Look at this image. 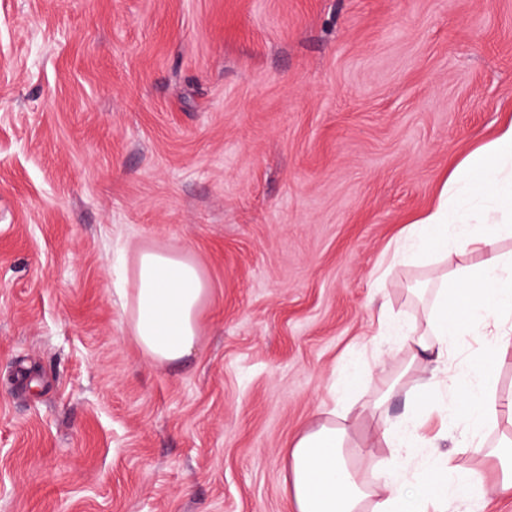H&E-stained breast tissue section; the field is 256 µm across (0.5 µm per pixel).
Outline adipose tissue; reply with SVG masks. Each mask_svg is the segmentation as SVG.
Masks as SVG:
<instances>
[{"label":"adipose tissue","mask_w":512,"mask_h":512,"mask_svg":"<svg viewBox=\"0 0 512 512\" xmlns=\"http://www.w3.org/2000/svg\"><path fill=\"white\" fill-rule=\"evenodd\" d=\"M512 237V123L487 144L463 158L444 181L432 209L411 222L396 239L394 260L409 249L466 255L482 252L474 269L449 273L435 289L426 326L408 348L406 373L423 374L447 364L462 337L484 336L487 347L476 379L456 382L462 415L448 419L469 446L480 448L500 409L512 414V398L499 404L490 391L499 357L512 350V256L495 248ZM208 294L197 266L180 256L144 251L138 256L130 330L142 351L158 362L190 355L197 336L199 310ZM430 403L411 400L399 422L384 421L374 436L396 449L398 462L383 482L368 480L354 466L351 432L365 407L349 410L342 423L322 418L286 446L285 490L295 512H458V504L481 486L456 473L450 461L423 470L410 468L418 449L429 441L418 426L443 404L442 389L430 388Z\"/></svg>","instance_id":"obj_1"}]
</instances>
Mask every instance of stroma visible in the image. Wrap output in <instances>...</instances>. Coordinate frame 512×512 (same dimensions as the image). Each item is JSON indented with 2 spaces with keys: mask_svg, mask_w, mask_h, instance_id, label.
<instances>
[{
  "mask_svg": "<svg viewBox=\"0 0 512 512\" xmlns=\"http://www.w3.org/2000/svg\"><path fill=\"white\" fill-rule=\"evenodd\" d=\"M511 121L512 0H0V512H295L287 442L348 362L386 388L433 263L374 272ZM142 250L209 288L181 361ZM134 286L130 330L142 351L157 362L189 356L208 294L197 266L177 255L143 251Z\"/></svg>",
  "mask_w": 512,
  "mask_h": 512,
  "instance_id": "stroma-1",
  "label": "stroma"
}]
</instances>
